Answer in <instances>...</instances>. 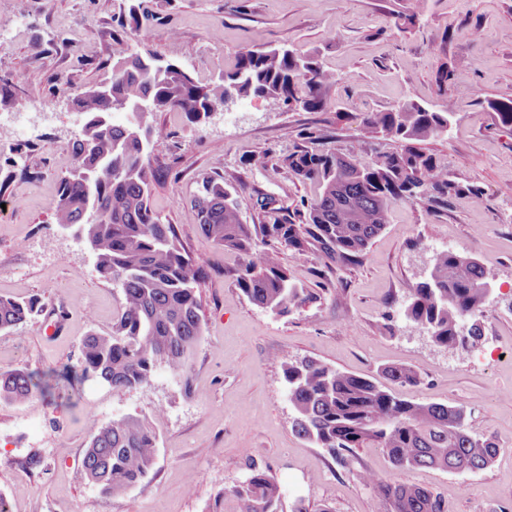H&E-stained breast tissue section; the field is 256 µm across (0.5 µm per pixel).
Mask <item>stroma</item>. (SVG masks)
Listing matches in <instances>:
<instances>
[{"label":"stroma","mask_w":512,"mask_h":512,"mask_svg":"<svg viewBox=\"0 0 512 512\" xmlns=\"http://www.w3.org/2000/svg\"><path fill=\"white\" fill-rule=\"evenodd\" d=\"M134 6L150 15L131 38L135 51L179 63L200 82L232 69L243 52L279 44L319 54L339 80L318 112L251 95L196 124L174 110L154 115L161 177L149 204L204 270L203 338L187 378L161 369L147 386L115 392L94 379L59 378L79 362L85 336L111 332L120 295L96 273L89 248L56 224L55 209L81 128L72 95L110 74L112 41ZM509 99L512 0H0V296L45 308L0 331V374L25 370L53 385L21 403L0 398V497L10 512H236L231 490L254 468L280 484L284 512L299 501L308 512H387L361 480L365 471L442 494L448 512H512V131L489 109ZM408 100L449 113L447 134L418 147L447 171L455 193L395 202L355 265L315 248H280L281 263L318 299L286 316L252 305L237 285L242 257L199 226L203 180L223 178L244 223H265L261 195L296 213L316 186L249 157L288 154L310 132L316 148L374 161L400 143L363 115ZM23 101L41 108L19 136L12 126ZM447 249L495 275L479 318L480 359L437 346L404 315ZM54 321L63 333L47 334ZM306 358L376 379L388 366L411 367L420 384L391 391L462 408L471 433L493 441L498 457L473 473H404L378 448L335 462L293 429L283 366ZM119 415L147 420L159 443L148 477L111 496L88 482L81 460L87 417ZM34 454L40 467H24Z\"/></svg>","instance_id":"stroma-1"}]
</instances>
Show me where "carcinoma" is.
I'll return each instance as SVG.
<instances>
[{
  "mask_svg": "<svg viewBox=\"0 0 512 512\" xmlns=\"http://www.w3.org/2000/svg\"><path fill=\"white\" fill-rule=\"evenodd\" d=\"M335 84V72L318 56L285 45L244 52L232 71L202 84L175 63L161 65L133 52L126 36L113 41L107 81L72 98L83 128L69 145L56 222L93 251L96 272L119 289L121 305L112 333L84 338L73 378H95L119 392L147 384L157 369L184 377L203 336L197 298L203 271L180 246L174 226L163 223L149 207L158 175L151 161L156 133L152 116L177 110L198 123L230 94L261 96L315 112ZM365 123L400 140L402 148L375 162H362L338 150L303 145L277 159L275 166L319 187L296 221L280 217L278 209L265 203L268 222L245 224L224 182L216 177L203 181L195 200L200 228L217 246L249 258L238 282L256 307L285 316L316 299L282 267L278 246L303 252L314 242L336 263L356 264L384 230L394 202L417 199L429 188L440 197L457 191L433 158L414 146L448 133V113L408 102L368 114ZM493 279L475 257L439 252L411 293L405 316L439 347L472 349L482 338L477 315ZM43 312L37 300L0 296V331ZM464 317L470 322L465 338L457 333ZM385 375L401 385L419 383L410 367L390 366ZM283 379L295 412V431L340 462L354 449L371 445L401 471L482 470L498 455L491 441L470 434L458 407L403 400L370 378L315 359L286 364ZM45 390L42 377L27 371L0 375V396L12 401ZM157 452L156 432L141 419L122 415L92 429L82 467L92 485L114 496L149 474ZM361 478L377 486L390 512H448L445 498L422 486L383 482L368 472ZM233 494L238 512H280L281 488L265 471H252Z\"/></svg>",
  "mask_w": 512,
  "mask_h": 512,
  "instance_id": "carcinoma-1",
  "label": "carcinoma"
}]
</instances>
